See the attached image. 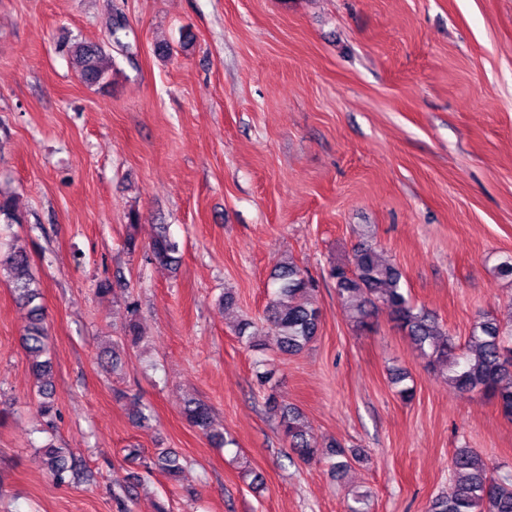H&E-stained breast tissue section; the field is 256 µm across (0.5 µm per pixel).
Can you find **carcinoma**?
Instances as JSON below:
<instances>
[{
    "instance_id": "carcinoma-1",
    "label": "carcinoma",
    "mask_w": 512,
    "mask_h": 512,
    "mask_svg": "<svg viewBox=\"0 0 512 512\" xmlns=\"http://www.w3.org/2000/svg\"><path fill=\"white\" fill-rule=\"evenodd\" d=\"M68 54L83 83H104L108 68L103 64L101 47L75 42ZM0 216L20 222L13 196L0 193ZM178 252V243L164 228L152 240L147 259L152 264L173 267L178 263ZM0 271L9 278L17 302L27 309L28 325L21 342L29 357V371L39 384L40 415L50 419L55 414L51 383L54 365L39 283L23 250L0 253ZM329 277L334 280L336 295L355 326H366L377 309H387L428 367L446 376L460 393H477L495 400L502 414L512 419V324L480 317L471 325L464 344L457 343L428 310L413 303L408 289L403 287L400 268L382 261L376 246L369 242L356 244L345 261L332 265ZM272 280L273 292L264 310V320L277 335L280 350L298 354L314 341L319 330L320 310L313 300L315 284L292 262L280 265ZM407 379V373L399 371L393 375L392 383L401 399L409 402L414 397V387L406 384ZM266 404L278 415L280 430L300 462L325 460L336 474L348 467V455L340 444L318 446L298 408H281L272 395L267 397ZM183 415L190 426L211 442L224 443V435L212 428L206 403L196 398L186 400ZM40 453L43 469L55 481L64 482L73 471L67 449L48 443ZM449 467L454 479L447 492L429 501L427 512H512L511 471L493 475V468L474 448L458 449ZM149 469L175 480L182 465L179 455L166 449L152 457Z\"/></svg>"
}]
</instances>
